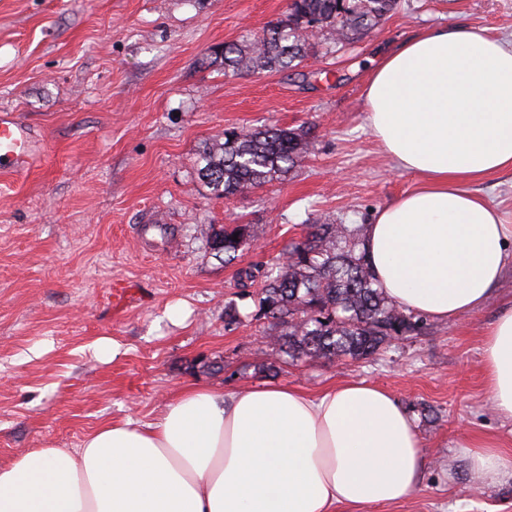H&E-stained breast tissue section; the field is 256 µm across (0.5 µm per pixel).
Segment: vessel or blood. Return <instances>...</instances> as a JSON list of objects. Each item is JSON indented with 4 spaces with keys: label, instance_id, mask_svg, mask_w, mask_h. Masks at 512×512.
I'll use <instances>...</instances> for the list:
<instances>
[{
    "label": "vessel or blood",
    "instance_id": "obj_1",
    "mask_svg": "<svg viewBox=\"0 0 512 512\" xmlns=\"http://www.w3.org/2000/svg\"><path fill=\"white\" fill-rule=\"evenodd\" d=\"M45 154L41 132L17 113L0 111V173L20 176L37 167Z\"/></svg>",
    "mask_w": 512,
    "mask_h": 512
}]
</instances>
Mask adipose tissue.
<instances>
[{
    "label": "adipose tissue",
    "instance_id": "1",
    "mask_svg": "<svg viewBox=\"0 0 512 512\" xmlns=\"http://www.w3.org/2000/svg\"><path fill=\"white\" fill-rule=\"evenodd\" d=\"M365 110L395 167L421 179L364 227L378 288L436 320L480 310L512 259V224L472 189L512 171V45L458 25L417 32L371 70ZM482 353L490 405L512 421V306ZM461 446L473 477L512 480L498 439ZM425 464L413 419L377 385H192L153 422L109 420L80 447L0 466V512H365L409 498Z\"/></svg>",
    "mask_w": 512,
    "mask_h": 512
}]
</instances>
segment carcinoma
<instances>
[{
	"label": "carcinoma",
	"instance_id": "carcinoma-1",
	"mask_svg": "<svg viewBox=\"0 0 512 512\" xmlns=\"http://www.w3.org/2000/svg\"><path fill=\"white\" fill-rule=\"evenodd\" d=\"M396 6V0H290L277 28L245 43L232 42L211 53V63L226 73L255 69L283 71L302 61L312 48L302 18H319L321 27L348 13L342 36L361 35ZM306 133L277 126L250 131L226 130L199 153L197 171L212 194L227 198L283 179L306 156ZM238 240H233V236ZM249 237L246 224L211 229L208 243L224 263ZM291 263L275 262L238 272L247 288L264 279L259 308L270 326L277 359L286 363L350 357L366 358L390 341L422 329L423 319L399 309L381 289L366 260L360 226L312 224L301 242L290 245Z\"/></svg>",
	"mask_w": 512,
	"mask_h": 512
}]
</instances>
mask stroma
I'll list each match as a JSON object with an SVG mask.
<instances>
[{
    "mask_svg": "<svg viewBox=\"0 0 512 512\" xmlns=\"http://www.w3.org/2000/svg\"><path fill=\"white\" fill-rule=\"evenodd\" d=\"M288 0H0V110L42 132L26 175L0 174V465L31 448H77L107 419L154 420L184 386L261 383L314 393L340 382L387 389L414 416L427 465L411 497L375 512H512V481L468 471L461 436L512 450L491 412L481 331L512 303V264L488 305L458 322L425 320L383 354L278 364L256 288L238 270L273 262L306 227L369 224L415 189L373 138L364 112L373 63L425 28L464 25L512 39V0H397L349 42L322 33L284 72L224 74L213 47L261 33ZM306 131L312 149L285 179L230 198L198 178L204 143L225 130ZM166 225L161 251L142 247ZM245 224L232 263L209 229ZM130 292L113 301L114 284ZM242 320L226 323L227 308ZM107 337L113 360L89 347ZM223 371H214V363ZM276 363V362H275Z\"/></svg>",
    "mask_w": 512,
    "mask_h": 512,
    "instance_id": "obj_1",
    "label": "stroma"
}]
</instances>
